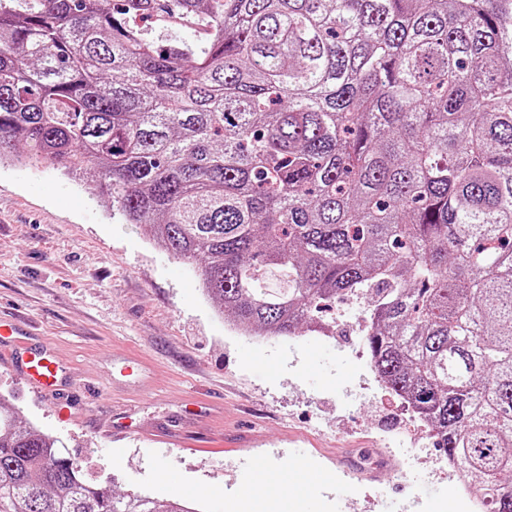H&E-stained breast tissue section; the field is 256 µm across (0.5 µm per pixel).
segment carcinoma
Returning <instances> with one entry per match:
<instances>
[{"label": "carcinoma", "instance_id": "obj_1", "mask_svg": "<svg viewBox=\"0 0 512 512\" xmlns=\"http://www.w3.org/2000/svg\"><path fill=\"white\" fill-rule=\"evenodd\" d=\"M207 31L161 49L131 18ZM100 182L217 314L366 299L370 366L512 512V0H0V164ZM0 512H193L0 405Z\"/></svg>", "mask_w": 512, "mask_h": 512}]
</instances>
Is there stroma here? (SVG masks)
<instances>
[{
    "label": "stroma",
    "mask_w": 512,
    "mask_h": 512,
    "mask_svg": "<svg viewBox=\"0 0 512 512\" xmlns=\"http://www.w3.org/2000/svg\"><path fill=\"white\" fill-rule=\"evenodd\" d=\"M96 184L47 163L0 168V317L63 360L35 394L0 343V392L62 442L85 479L222 512L294 448L340 476L288 512H446L453 470L369 366L359 311L339 304L293 336H243L215 313L196 269L155 248ZM136 435L113 447L107 427ZM379 471L375 487L355 468Z\"/></svg>",
    "instance_id": "1"
}]
</instances>
